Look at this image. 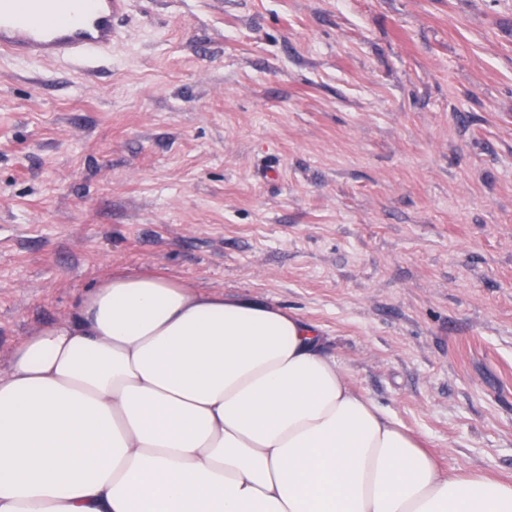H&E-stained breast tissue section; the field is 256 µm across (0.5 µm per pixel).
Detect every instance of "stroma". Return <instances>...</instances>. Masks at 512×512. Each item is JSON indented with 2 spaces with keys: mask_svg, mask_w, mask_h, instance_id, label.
<instances>
[{
  "mask_svg": "<svg viewBox=\"0 0 512 512\" xmlns=\"http://www.w3.org/2000/svg\"><path fill=\"white\" fill-rule=\"evenodd\" d=\"M0 55V376L112 273L317 325L448 469L512 479V0H128ZM128 0H1L0 54L91 68L118 40Z\"/></svg>",
  "mask_w": 512,
  "mask_h": 512,
  "instance_id": "35a3bbf8",
  "label": "stroma"
}]
</instances>
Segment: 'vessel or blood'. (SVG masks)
Listing matches in <instances>:
<instances>
[{"mask_svg": "<svg viewBox=\"0 0 512 512\" xmlns=\"http://www.w3.org/2000/svg\"><path fill=\"white\" fill-rule=\"evenodd\" d=\"M128 0H0V54L91 68L118 40Z\"/></svg>", "mask_w": 512, "mask_h": 512, "instance_id": "1", "label": "vessel or blood"}]
</instances>
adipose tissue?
I'll list each match as a JSON object with an SVG mask.
<instances>
[{
	"mask_svg": "<svg viewBox=\"0 0 512 512\" xmlns=\"http://www.w3.org/2000/svg\"><path fill=\"white\" fill-rule=\"evenodd\" d=\"M0 512H512V481L442 469L295 312L144 272L16 347Z\"/></svg>",
	"mask_w": 512,
	"mask_h": 512,
	"instance_id": "1",
	"label": "adipose tissue"
}]
</instances>
